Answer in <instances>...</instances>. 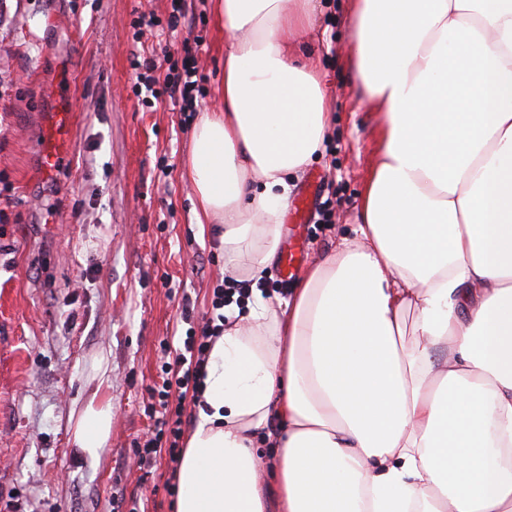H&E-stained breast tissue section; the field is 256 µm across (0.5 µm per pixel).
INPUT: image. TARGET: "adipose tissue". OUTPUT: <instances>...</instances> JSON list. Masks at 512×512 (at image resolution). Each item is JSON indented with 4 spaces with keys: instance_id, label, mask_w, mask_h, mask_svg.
I'll list each match as a JSON object with an SVG mask.
<instances>
[{
    "instance_id": "1",
    "label": "adipose tissue",
    "mask_w": 512,
    "mask_h": 512,
    "mask_svg": "<svg viewBox=\"0 0 512 512\" xmlns=\"http://www.w3.org/2000/svg\"><path fill=\"white\" fill-rule=\"evenodd\" d=\"M224 107L187 167L198 223L260 282L328 95L297 47L314 0H216ZM350 67L380 115L353 235L291 297L227 311L176 512H512V0H351ZM282 423L272 482L257 436ZM112 403L72 442L99 459Z\"/></svg>"
}]
</instances>
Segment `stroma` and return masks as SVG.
Segmentation results:
<instances>
[{"label":"stroma","instance_id":"obj_1","mask_svg":"<svg viewBox=\"0 0 512 512\" xmlns=\"http://www.w3.org/2000/svg\"><path fill=\"white\" fill-rule=\"evenodd\" d=\"M201 36L200 106L224 103V24L214 0H189ZM349 0H320L305 41L328 90L332 121L291 196L314 178L331 221L284 224L283 245L304 258L295 288L352 236L377 147V113L360 101L347 65ZM170 0H0V512H175L166 453L143 477L135 453L153 422L144 412L165 345L188 329L182 295L211 308L233 288L211 224L197 223L185 167L193 121L171 101L148 108L131 91L144 44L132 21L167 18ZM75 114L65 159L43 170L50 115ZM106 354L112 437L98 462L72 446V418Z\"/></svg>","mask_w":512,"mask_h":512}]
</instances>
